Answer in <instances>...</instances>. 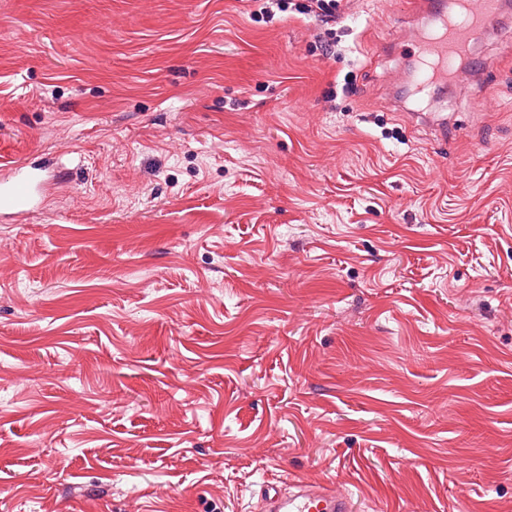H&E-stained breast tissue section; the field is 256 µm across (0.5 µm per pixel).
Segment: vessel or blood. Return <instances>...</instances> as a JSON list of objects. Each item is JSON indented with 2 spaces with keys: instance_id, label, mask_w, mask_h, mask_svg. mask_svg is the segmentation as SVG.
Wrapping results in <instances>:
<instances>
[{
  "instance_id": "1",
  "label": "vessel or blood",
  "mask_w": 512,
  "mask_h": 512,
  "mask_svg": "<svg viewBox=\"0 0 512 512\" xmlns=\"http://www.w3.org/2000/svg\"><path fill=\"white\" fill-rule=\"evenodd\" d=\"M503 0H451L449 8L431 15L420 0L414 13L424 29L422 41L413 55L418 62L414 76L417 92H424L443 80L465 81L467 73L458 70L485 32L499 19ZM37 173L23 160H0V218L11 222L26 220L36 208ZM269 512H351V500L325 485L297 481L289 496H267Z\"/></svg>"
}]
</instances>
